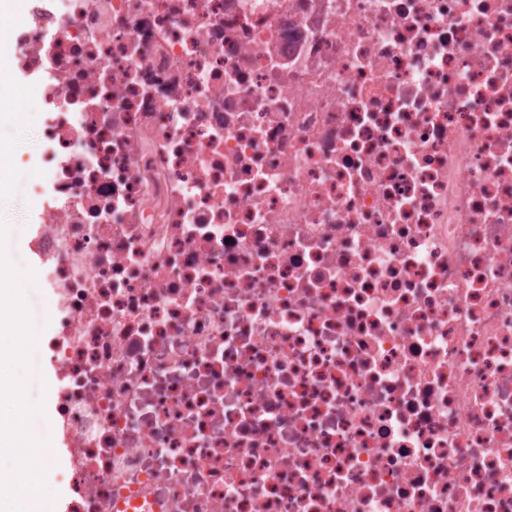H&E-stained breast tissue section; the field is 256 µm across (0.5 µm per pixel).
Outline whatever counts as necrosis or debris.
Returning a JSON list of instances; mask_svg holds the SVG:
<instances>
[{
    "mask_svg": "<svg viewBox=\"0 0 512 512\" xmlns=\"http://www.w3.org/2000/svg\"><path fill=\"white\" fill-rule=\"evenodd\" d=\"M65 512H512V0H27Z\"/></svg>",
    "mask_w": 512,
    "mask_h": 512,
    "instance_id": "obj_1",
    "label": "necrosis or debris"
}]
</instances>
